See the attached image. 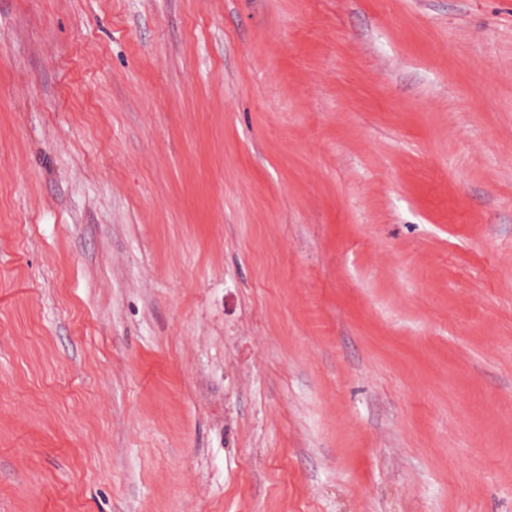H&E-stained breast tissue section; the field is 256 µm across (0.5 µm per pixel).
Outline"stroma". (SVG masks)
<instances>
[{
  "label": "stroma",
  "mask_w": 512,
  "mask_h": 512,
  "mask_svg": "<svg viewBox=\"0 0 512 512\" xmlns=\"http://www.w3.org/2000/svg\"><path fill=\"white\" fill-rule=\"evenodd\" d=\"M0 512H512V0H0Z\"/></svg>",
  "instance_id": "35a3bbf8"
}]
</instances>
